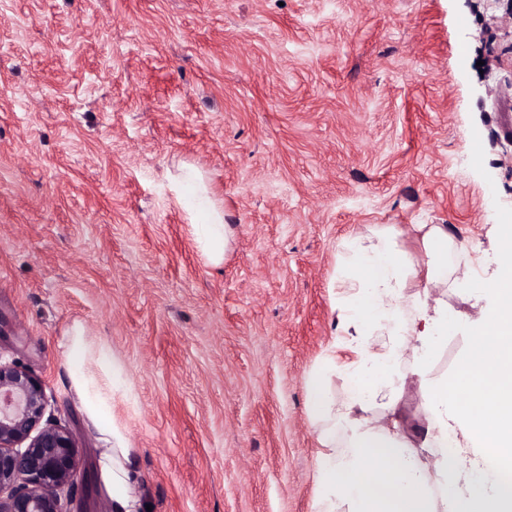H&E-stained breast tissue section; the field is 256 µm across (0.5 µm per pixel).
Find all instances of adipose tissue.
<instances>
[{"label": "adipose tissue", "instance_id": "adipose-tissue-1", "mask_svg": "<svg viewBox=\"0 0 512 512\" xmlns=\"http://www.w3.org/2000/svg\"><path fill=\"white\" fill-rule=\"evenodd\" d=\"M189 213L197 246L213 265L224 260L223 211L206 194L201 175L187 169ZM423 260L400 244L397 225L371 227L345 244L336 271V311L351 357L325 362L307 379L308 416L322 447L316 459L318 512H512V489L501 473L512 466V256L484 290L487 305L473 324V347L452 377L437 378L432 363L448 335V305L414 290L425 278L436 288L468 284L470 273L451 261L440 224H417ZM67 356L71 385L102 448L98 468L114 512H138L139 474L124 432L112 417L122 368L108 348L74 326ZM412 358L411 373L400 366ZM340 376L345 396L328 390ZM424 408L420 433H410L398 410L407 379ZM460 436L449 446V435ZM496 465H487L488 457Z\"/></svg>", "mask_w": 512, "mask_h": 512}]
</instances>
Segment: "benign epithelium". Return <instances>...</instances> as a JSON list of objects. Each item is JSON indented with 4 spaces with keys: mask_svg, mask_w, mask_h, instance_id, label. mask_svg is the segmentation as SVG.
<instances>
[{
    "mask_svg": "<svg viewBox=\"0 0 512 512\" xmlns=\"http://www.w3.org/2000/svg\"><path fill=\"white\" fill-rule=\"evenodd\" d=\"M46 406L39 378L0 361V512H64L63 490L85 484L77 440Z\"/></svg>",
    "mask_w": 512,
    "mask_h": 512,
    "instance_id": "1",
    "label": "benign epithelium"
}]
</instances>
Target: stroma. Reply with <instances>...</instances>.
I'll list each match as a JSON object with an SVG mask.
<instances>
[{
	"mask_svg": "<svg viewBox=\"0 0 512 512\" xmlns=\"http://www.w3.org/2000/svg\"><path fill=\"white\" fill-rule=\"evenodd\" d=\"M512 0H0V359L79 440L73 325L124 369L112 416L151 512H315L306 378L344 361L336 266L372 224H443L476 279L512 224ZM224 211L199 252L176 176ZM446 298L434 372L487 300Z\"/></svg>",
	"mask_w": 512,
	"mask_h": 512,
	"instance_id": "1",
	"label": "stroma"
}]
</instances>
